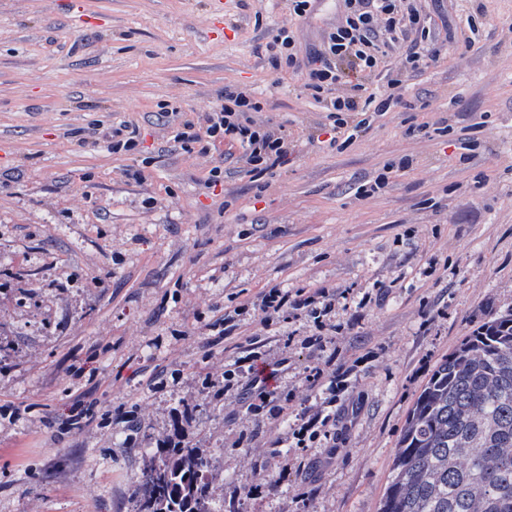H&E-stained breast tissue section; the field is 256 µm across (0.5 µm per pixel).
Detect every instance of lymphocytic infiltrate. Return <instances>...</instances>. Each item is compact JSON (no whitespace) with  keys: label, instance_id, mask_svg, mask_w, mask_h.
I'll use <instances>...</instances> for the list:
<instances>
[{"label":"lymphocytic infiltrate","instance_id":"1","mask_svg":"<svg viewBox=\"0 0 512 512\" xmlns=\"http://www.w3.org/2000/svg\"><path fill=\"white\" fill-rule=\"evenodd\" d=\"M435 20L416 5V0H339L334 24L321 34V41L307 60L299 58V42L292 29H277L268 48L273 63L301 70L304 86L322 102L330 121L331 145L350 142L364 130L365 112L388 111L402 101L398 91L409 77L436 62L440 50L432 30ZM408 47L401 52L398 67H388L386 58L399 42ZM259 102L247 92L228 86L224 102L207 113L202 122L185 121L176 126L174 139L186 151L195 146L210 148L227 142L237 146L247 174H260L287 163L290 143L286 129L257 124L251 115L260 111ZM336 297L320 288L308 293L281 288L262 291L256 301L265 319L308 314L316 334L306 337L303 346L323 352L329 341L324 322L335 306ZM235 371L224 373L223 381L208 379L209 387L237 393L248 413L257 418L279 417L283 406L273 404L269 377L254 373L246 387H239Z\"/></svg>","mask_w":512,"mask_h":512}]
</instances>
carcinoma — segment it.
<instances>
[{
    "label": "carcinoma",
    "instance_id": "carcinoma-1",
    "mask_svg": "<svg viewBox=\"0 0 512 512\" xmlns=\"http://www.w3.org/2000/svg\"><path fill=\"white\" fill-rule=\"evenodd\" d=\"M188 443L157 449L134 512H223ZM379 512H512V309L482 323L434 369L402 428Z\"/></svg>",
    "mask_w": 512,
    "mask_h": 512
}]
</instances>
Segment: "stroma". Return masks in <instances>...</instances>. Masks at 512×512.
Returning a JSON list of instances; mask_svg holds the SVG:
<instances>
[{"label":"stroma","instance_id":"obj_1","mask_svg":"<svg viewBox=\"0 0 512 512\" xmlns=\"http://www.w3.org/2000/svg\"><path fill=\"white\" fill-rule=\"evenodd\" d=\"M420 3L444 18L438 61L336 150L322 104L265 45L293 24L309 49L337 0L300 22L288 0H0V512H132L185 401L226 512H378L434 367L512 309V0H480L472 28L470 0ZM229 85L287 129L286 165L254 179L237 148L174 140L168 111L197 120ZM122 124L138 152L109 151ZM275 286L335 293L336 388L306 382L311 317L263 325L255 301ZM233 303L248 310L225 338L211 324ZM252 350L288 361L274 422L204 386ZM82 392L104 426L68 427ZM329 404L330 437L295 447L303 415ZM411 165H412V162L409 158L401 159L397 166H395L394 164H391L390 166H388L386 168L387 171L380 173L373 180V182L370 181L368 183H364V184L360 185L358 187L357 193L362 197L369 196V195L373 194L378 189H381L382 187H384L387 184L388 179L390 177L389 174H391L394 171H401V170L408 169V168H410Z\"/></svg>","mask_w":512,"mask_h":512}]
</instances>
